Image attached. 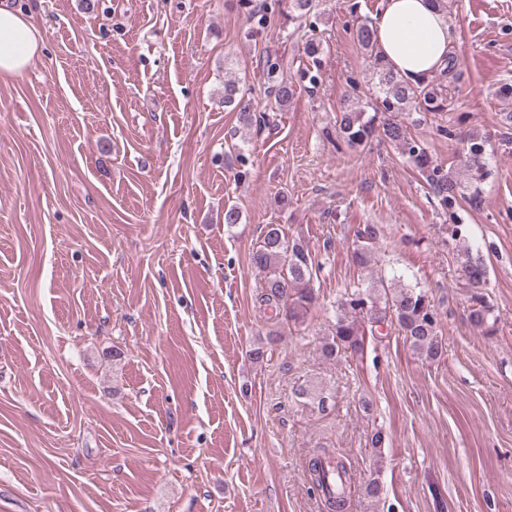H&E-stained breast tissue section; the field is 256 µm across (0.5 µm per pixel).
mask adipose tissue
<instances>
[{
	"label": "adipose tissue",
	"instance_id": "ef3b65f1",
	"mask_svg": "<svg viewBox=\"0 0 512 512\" xmlns=\"http://www.w3.org/2000/svg\"><path fill=\"white\" fill-rule=\"evenodd\" d=\"M376 46L405 80L414 82L446 67L451 27L436 0H383L373 23ZM33 23L0 0V77H17L41 52Z\"/></svg>",
	"mask_w": 512,
	"mask_h": 512
}]
</instances>
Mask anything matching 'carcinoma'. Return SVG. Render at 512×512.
<instances>
[{
    "instance_id": "1",
    "label": "carcinoma",
    "mask_w": 512,
    "mask_h": 512,
    "mask_svg": "<svg viewBox=\"0 0 512 512\" xmlns=\"http://www.w3.org/2000/svg\"><path fill=\"white\" fill-rule=\"evenodd\" d=\"M357 41L369 53L370 67L377 78L369 110L347 108L340 115L339 138L350 150L362 149L379 133L399 153L405 155L425 178V181L442 214L452 223L451 236H462L457 207L459 199L467 194L481 192L485 175L486 146L478 138L470 139L465 151L462 170L451 172L437 163L418 141L407 135L403 125L390 114L405 112L417 115V121L427 114L448 111V100L443 95L436 78L430 76L411 83L398 76L383 61L375 45L372 24L364 23L357 30ZM266 77L271 83L276 102L283 106L291 99L293 89L280 78L281 64L267 59ZM224 107L239 112L242 122L250 127L254 122V109L245 93L232 80L224 81ZM384 234L380 224H365L357 230V244L353 261L361 271L372 266L374 248ZM254 266L265 273L262 290L258 293L259 305L282 312L285 318L297 321L303 318L315 303L311 287L317 267L308 249L297 241H289L278 224H268L263 238L252 256ZM459 271L464 285L472 292L471 322L494 333L489 324L491 309L485 302L483 288L487 285V269L483 261L474 256L470 248L460 249ZM397 325L416 353L427 361L436 362L443 357L442 337L439 336L438 314L426 291L401 281H379L363 289L345 290L337 300L335 323L331 334L322 345L328 359L345 353L363 351L367 335L377 336ZM278 333L271 329L264 340L248 354L251 362H264L267 350L276 342ZM328 449L312 457L308 464L313 485L321 493L331 512H343L346 505V487L352 484L353 474L341 457L331 461Z\"/></svg>"
}]
</instances>
